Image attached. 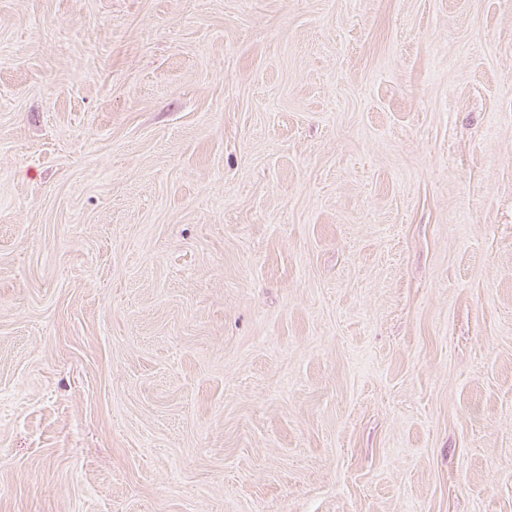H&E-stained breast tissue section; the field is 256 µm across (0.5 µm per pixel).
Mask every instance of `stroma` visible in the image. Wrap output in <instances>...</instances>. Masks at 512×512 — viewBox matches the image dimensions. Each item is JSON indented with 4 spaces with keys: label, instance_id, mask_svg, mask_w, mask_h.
Returning <instances> with one entry per match:
<instances>
[{
    "label": "stroma",
    "instance_id": "obj_1",
    "mask_svg": "<svg viewBox=\"0 0 512 512\" xmlns=\"http://www.w3.org/2000/svg\"><path fill=\"white\" fill-rule=\"evenodd\" d=\"M0 512H512V0H0Z\"/></svg>",
    "mask_w": 512,
    "mask_h": 512
}]
</instances>
